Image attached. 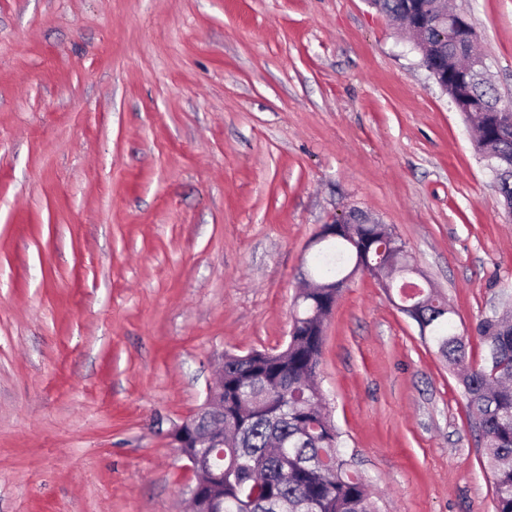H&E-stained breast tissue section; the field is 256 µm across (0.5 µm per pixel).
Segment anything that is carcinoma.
<instances>
[{"mask_svg":"<svg viewBox=\"0 0 512 512\" xmlns=\"http://www.w3.org/2000/svg\"><path fill=\"white\" fill-rule=\"evenodd\" d=\"M379 12L428 23L411 33L426 69L446 78L444 92L459 97L462 116L478 138L479 154H495L496 191L512 208V130L501 127L500 96L454 24L441 18L445 0H369ZM408 273L404 243L385 224H338L321 242L312 276L321 288H305L286 346L273 352L224 354V447L212 453L224 512H373L363 476L340 451V433L322 411L314 382L322 354L324 321L345 283L367 271L382 281L386 260ZM410 293L389 289L401 306H414L437 352L458 368L467 408L484 441L494 512H512V309L486 316L475 326L485 346L482 364H467L466 340L452 319L447 297L421 280Z\"/></svg>","mask_w":512,"mask_h":512,"instance_id":"1","label":"carcinoma"}]
</instances>
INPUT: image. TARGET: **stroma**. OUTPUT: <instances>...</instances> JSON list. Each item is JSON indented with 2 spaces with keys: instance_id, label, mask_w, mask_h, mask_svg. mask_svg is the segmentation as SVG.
Returning a JSON list of instances; mask_svg holds the SVG:
<instances>
[{
  "instance_id": "stroma-1",
  "label": "stroma",
  "mask_w": 512,
  "mask_h": 512,
  "mask_svg": "<svg viewBox=\"0 0 512 512\" xmlns=\"http://www.w3.org/2000/svg\"><path fill=\"white\" fill-rule=\"evenodd\" d=\"M450 2L512 99V0ZM354 209L458 328L512 308L474 134L367 0H0V512H189L173 429L222 353L285 346ZM317 383L378 512H492L455 375L367 273Z\"/></svg>"
}]
</instances>
